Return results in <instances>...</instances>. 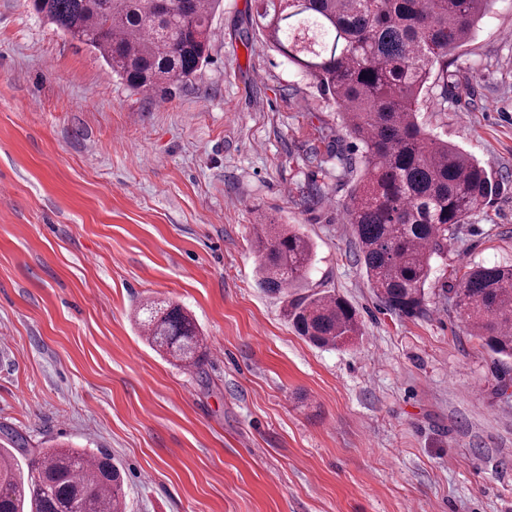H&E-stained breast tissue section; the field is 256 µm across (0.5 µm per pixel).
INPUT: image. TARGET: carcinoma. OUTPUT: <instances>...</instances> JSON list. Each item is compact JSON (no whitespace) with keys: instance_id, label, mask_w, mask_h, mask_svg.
Here are the masks:
<instances>
[{"instance_id":"cac0c4a2","label":"carcinoma","mask_w":512,"mask_h":512,"mask_svg":"<svg viewBox=\"0 0 512 512\" xmlns=\"http://www.w3.org/2000/svg\"><path fill=\"white\" fill-rule=\"evenodd\" d=\"M221 0H32L36 13L91 47L133 89L164 93L206 62ZM495 0H266L270 44L333 102L363 146V173L343 204L372 292L391 313L427 312L432 261L459 225L489 207L501 185L472 154L418 120L448 100V56L469 43ZM259 285L288 293L306 278L313 244L286 224H259ZM443 294L469 335L512 359V266L468 267ZM286 316L319 347L359 335L356 309L329 290L293 292ZM137 319L152 347L199 369L205 350L192 316L145 302ZM0 512H126L106 452L0 448Z\"/></svg>"}]
</instances>
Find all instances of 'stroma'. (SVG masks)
<instances>
[{"instance_id":"35a3bbf8","label":"stroma","mask_w":512,"mask_h":512,"mask_svg":"<svg viewBox=\"0 0 512 512\" xmlns=\"http://www.w3.org/2000/svg\"><path fill=\"white\" fill-rule=\"evenodd\" d=\"M224 0L209 59L166 97L0 0V436L107 451L127 512H512V360L469 336L441 285L512 264V0H496L420 121L505 184L460 225L401 318L372 294L342 204L360 159L333 103ZM314 245L310 287L359 314L336 348L257 283L254 226ZM173 302L207 350L176 366L136 306Z\"/></svg>"}]
</instances>
